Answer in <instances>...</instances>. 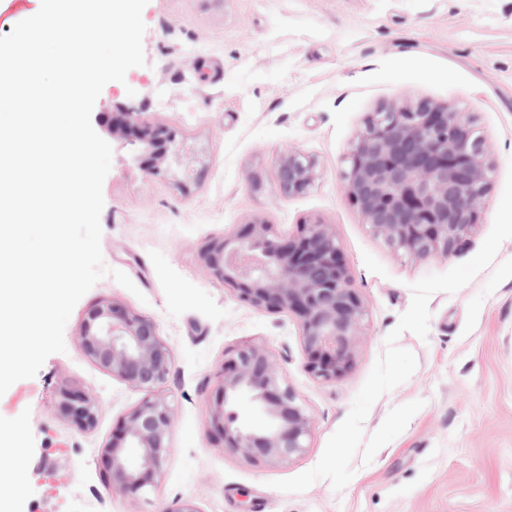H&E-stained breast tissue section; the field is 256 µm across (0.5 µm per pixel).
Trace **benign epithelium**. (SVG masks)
I'll return each instance as SVG.
<instances>
[{
	"mask_svg": "<svg viewBox=\"0 0 512 512\" xmlns=\"http://www.w3.org/2000/svg\"><path fill=\"white\" fill-rule=\"evenodd\" d=\"M122 139L140 141V168L161 173L179 131L152 125L118 108L99 115ZM487 143L472 136L461 112L422 102L371 118L349 155L347 189L373 231L392 248L417 257L446 258L473 225L488 186ZM314 179L296 151L276 159V189L302 193ZM205 267L238 299L263 312H287L298 322L305 367L322 381L351 368L362 336L364 307L353 287L331 225L304 223L293 235L254 219L231 237L209 242ZM78 345L98 366L148 392L116 427L101 462L114 491L144 493L159 481L175 422L173 406L155 395L173 353L151 318L112 300L90 307ZM248 399L266 418L253 425L238 412ZM59 412L80 428L96 420L93 399L78 388L61 391ZM208 427L224 448L254 464L288 462L306 450L311 417L286 384L270 353L244 344L224 360Z\"/></svg>",
	"mask_w": 512,
	"mask_h": 512,
	"instance_id": "benign-epithelium-1",
	"label": "benign epithelium"
}]
</instances>
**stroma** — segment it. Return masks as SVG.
Here are the masks:
<instances>
[{"instance_id": "stroma-1", "label": "stroma", "mask_w": 512, "mask_h": 512, "mask_svg": "<svg viewBox=\"0 0 512 512\" xmlns=\"http://www.w3.org/2000/svg\"><path fill=\"white\" fill-rule=\"evenodd\" d=\"M145 66L105 85L93 108L122 106L180 132L166 170L148 177L141 145L113 137L103 183L101 250L133 289L100 279L76 304L66 350L0 395V457L25 468L14 512H512V239L491 267L429 301L427 339L411 332V377L382 395L365 422L375 432L396 406L422 408L371 463L354 458L342 491L320 479L300 493L271 483L312 469L349 413L411 286L472 258L489 234L512 169V0H149L142 12ZM429 101L466 113L490 152L488 190L473 226L444 259H421L378 237L347 192L348 156L368 120ZM300 151L316 177L295 196L275 188L277 156ZM291 235L331 225L365 310L351 369L324 382L304 367L302 336L285 313L240 302L201 253L254 217ZM115 298L152 318L173 363L158 393L175 422L157 486L112 492L101 452L116 423L146 396L77 347L87 309ZM243 343L265 347L311 417L305 453L257 465L225 450L207 427L217 374ZM76 386L95 398L94 426L58 411Z\"/></svg>"}]
</instances>
